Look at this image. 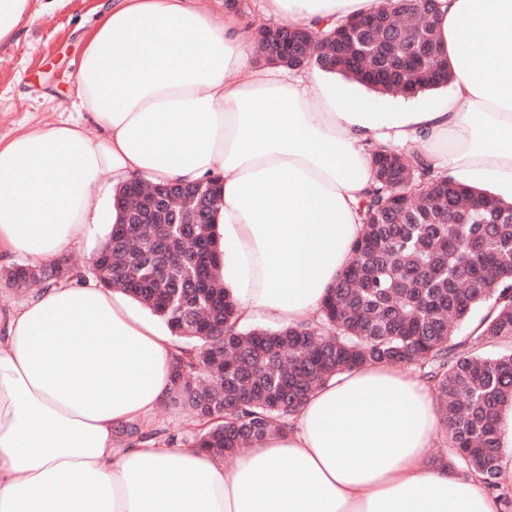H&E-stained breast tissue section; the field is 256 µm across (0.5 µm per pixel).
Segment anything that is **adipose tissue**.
Segmentation results:
<instances>
[{
	"label": "adipose tissue",
	"instance_id": "obj_1",
	"mask_svg": "<svg viewBox=\"0 0 512 512\" xmlns=\"http://www.w3.org/2000/svg\"><path fill=\"white\" fill-rule=\"evenodd\" d=\"M446 102L384 112L343 84L257 64L235 8L108 0L86 37V124L0 144V266L55 262L117 223L112 186L224 177L216 234L241 322L316 315L352 260L371 157L388 142L512 201V0H439ZM384 0H262L315 32ZM175 339L125 292L73 278L0 313V512H498L478 476L431 469L439 419L413 370L316 390L232 466L158 437L118 444L173 391Z\"/></svg>",
	"mask_w": 512,
	"mask_h": 512
}]
</instances>
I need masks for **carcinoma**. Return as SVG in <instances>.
<instances>
[{
  "mask_svg": "<svg viewBox=\"0 0 512 512\" xmlns=\"http://www.w3.org/2000/svg\"><path fill=\"white\" fill-rule=\"evenodd\" d=\"M436 0H388L383 28L347 43L321 37L307 64L379 95L408 97L445 87L453 77L439 45ZM389 190L380 177L363 202L353 261L327 295L319 319L274 329L237 328V310L219 274L223 250L213 220L220 198L209 184L177 191L169 210L139 212L137 235L112 225L91 275L119 285L188 345L173 369L171 403L189 409L201 428L191 446L224 458L289 427L309 396L333 377L367 364L416 369L435 392L448 457L432 465L479 476L501 497L498 422L512 410V348L492 356L475 343H512V202L432 175L414 151L388 147ZM190 223L182 239L171 219ZM71 269L18 266L3 288L29 280L51 284ZM473 341L453 342L458 326L483 306ZM156 434L139 421L121 424L130 443Z\"/></svg>",
  "mask_w": 512,
  "mask_h": 512,
  "instance_id": "carcinoma-1",
  "label": "carcinoma"
}]
</instances>
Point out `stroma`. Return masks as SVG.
Wrapping results in <instances>:
<instances>
[{"label": "stroma", "instance_id": "1", "mask_svg": "<svg viewBox=\"0 0 512 512\" xmlns=\"http://www.w3.org/2000/svg\"><path fill=\"white\" fill-rule=\"evenodd\" d=\"M105 0H42L18 42L0 43V143L78 117L76 75Z\"/></svg>", "mask_w": 512, "mask_h": 512}]
</instances>
